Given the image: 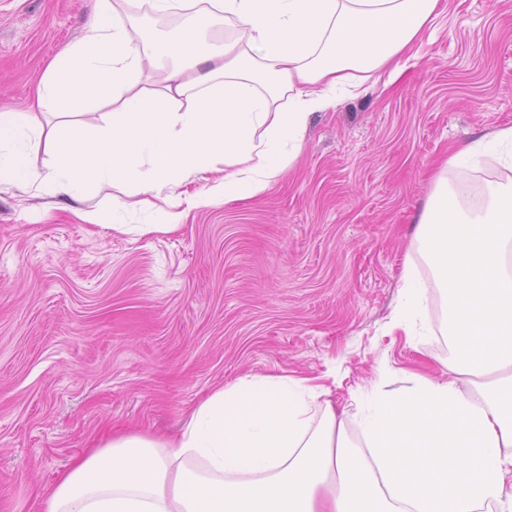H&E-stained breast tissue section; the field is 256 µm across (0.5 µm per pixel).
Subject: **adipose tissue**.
Wrapping results in <instances>:
<instances>
[{
    "label": "adipose tissue",
    "instance_id": "1",
    "mask_svg": "<svg viewBox=\"0 0 512 512\" xmlns=\"http://www.w3.org/2000/svg\"><path fill=\"white\" fill-rule=\"evenodd\" d=\"M185 2L149 0L152 15H183L161 39L94 0L26 108L0 111L1 193L91 194L101 203L78 220L140 235L257 197L300 156L317 113L422 59L443 10ZM96 112V125L74 120ZM38 147L43 164L26 165ZM414 222L409 252L445 298L439 373L404 372L395 389L379 365L340 408L308 378L241 377L200 399L175 436L113 430L58 475L41 512H512V124L448 149ZM388 328L415 347L433 334L413 263Z\"/></svg>",
    "mask_w": 512,
    "mask_h": 512
}]
</instances>
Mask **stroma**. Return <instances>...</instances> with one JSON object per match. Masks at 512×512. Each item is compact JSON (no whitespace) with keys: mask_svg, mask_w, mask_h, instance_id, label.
<instances>
[{"mask_svg":"<svg viewBox=\"0 0 512 512\" xmlns=\"http://www.w3.org/2000/svg\"><path fill=\"white\" fill-rule=\"evenodd\" d=\"M92 2L0 0V110L24 108ZM425 39L398 85L316 114L280 181L174 230L77 223L92 196L0 193V512H40L112 428L175 433L244 375L332 373L342 405L380 362L447 358L443 333L418 351L386 325L428 161L512 124V0H447Z\"/></svg>","mask_w":512,"mask_h":512,"instance_id":"1","label":"stroma"}]
</instances>
